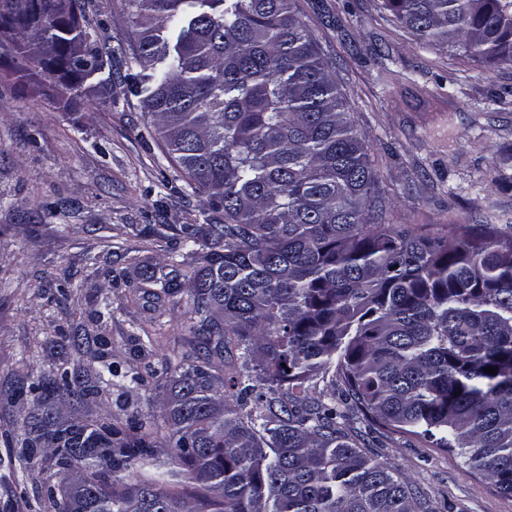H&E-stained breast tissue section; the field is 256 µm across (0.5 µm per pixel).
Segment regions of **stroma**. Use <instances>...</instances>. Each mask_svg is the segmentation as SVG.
<instances>
[{
	"mask_svg": "<svg viewBox=\"0 0 512 512\" xmlns=\"http://www.w3.org/2000/svg\"><path fill=\"white\" fill-rule=\"evenodd\" d=\"M293 10L366 137L387 223L512 224V66L420 42L384 0H295ZM86 29L115 46L135 39L119 0H88ZM134 70L113 55L74 107L0 81V512H42L61 481L51 462L16 457L38 384L59 387L63 371L91 375L112 364L111 387L64 403V418L108 415L132 433L150 417L164 461L166 382L181 358L206 354L188 289L145 291V269L178 250L180 226L215 213L149 133L127 80ZM105 262L108 280L98 271ZM76 336L108 344L77 348ZM354 437L437 512H512V497L456 452L360 422Z\"/></svg>",
	"mask_w": 512,
	"mask_h": 512,
	"instance_id": "1",
	"label": "stroma"
}]
</instances>
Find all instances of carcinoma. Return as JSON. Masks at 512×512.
Instances as JSON below:
<instances>
[{"instance_id":"carcinoma-1","label":"carcinoma","mask_w":512,"mask_h":512,"mask_svg":"<svg viewBox=\"0 0 512 512\" xmlns=\"http://www.w3.org/2000/svg\"><path fill=\"white\" fill-rule=\"evenodd\" d=\"M420 40L512 66V0H384ZM136 30L128 75L192 191L224 223L183 224L202 253L146 269L170 294L191 281L209 356L175 368L171 453L108 418L75 424L44 390L18 457L79 470L83 497L53 512H436L367 455L341 421L458 450L512 497V224L436 231L384 222L362 133L291 0H122ZM86 0H0L6 75L44 91L51 44L69 90L115 49L83 28ZM242 351L223 370L211 356ZM496 368V374L485 368ZM96 382L76 373L63 395ZM253 401L244 410V401Z\"/></svg>"}]
</instances>
